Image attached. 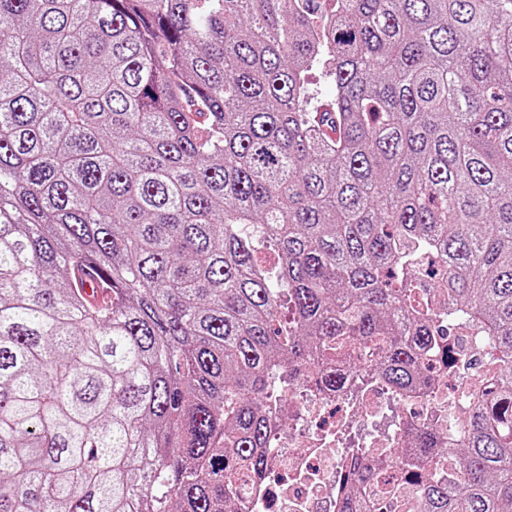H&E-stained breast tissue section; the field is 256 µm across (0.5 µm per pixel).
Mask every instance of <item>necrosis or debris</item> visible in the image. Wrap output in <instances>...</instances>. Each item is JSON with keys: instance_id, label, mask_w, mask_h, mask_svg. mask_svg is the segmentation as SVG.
<instances>
[{"instance_id": "1", "label": "necrosis or debris", "mask_w": 512, "mask_h": 512, "mask_svg": "<svg viewBox=\"0 0 512 512\" xmlns=\"http://www.w3.org/2000/svg\"><path fill=\"white\" fill-rule=\"evenodd\" d=\"M287 417L268 443V471L244 489L250 512H336V485L357 454L402 443L397 417L376 385L352 380L339 395L300 388Z\"/></svg>"}]
</instances>
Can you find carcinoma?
Instances as JSON below:
<instances>
[{
    "label": "carcinoma",
    "instance_id": "1",
    "mask_svg": "<svg viewBox=\"0 0 512 512\" xmlns=\"http://www.w3.org/2000/svg\"><path fill=\"white\" fill-rule=\"evenodd\" d=\"M463 328L484 387L406 412ZM354 376L403 442L338 512H512V0H0V512H247ZM83 274L85 277V296L89 297L90 301L97 306L104 305L105 302H109L112 298V292L108 287H105L104 282L99 270L87 264L83 268ZM91 285H94L92 289Z\"/></svg>",
    "mask_w": 512,
    "mask_h": 512
}]
</instances>
